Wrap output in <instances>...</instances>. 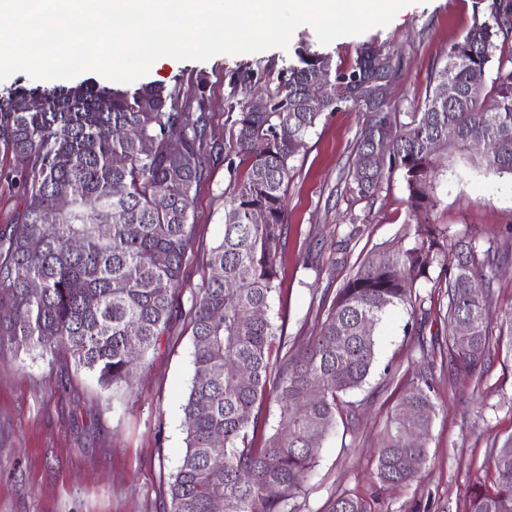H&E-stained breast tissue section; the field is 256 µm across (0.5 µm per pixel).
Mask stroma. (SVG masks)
Here are the masks:
<instances>
[{
	"instance_id": "1",
	"label": "stroma",
	"mask_w": 512,
	"mask_h": 512,
	"mask_svg": "<svg viewBox=\"0 0 512 512\" xmlns=\"http://www.w3.org/2000/svg\"><path fill=\"white\" fill-rule=\"evenodd\" d=\"M492 0H411L387 26L320 45L314 30L299 27L288 49L219 55L200 61L160 59L146 82L189 87L205 77L211 98L212 155L194 203V240L184 298L208 277L204 252L224 235V199L229 194L226 158L234 152L226 99L242 70L252 71L256 90L277 85L295 48L324 49L334 61H349L367 41L397 49L405 72L393 90L402 111L430 90V75L448 46L475 18L487 17ZM364 117L349 107L325 113L305 139L288 184L284 273L270 301L269 316L283 328L287 351L315 335L338 288L368 254L399 234L407 194L394 179L374 201H359L341 189L352 145ZM21 163L0 147V230L21 207L13 177ZM436 223L479 241L503 240L512 226V177H485L480 162H467L460 179L441 194ZM358 222L346 266L336 263V243ZM423 326L416 338L414 326ZM443 320L420 323L399 306L376 332L374 370L360 388L344 395L356 427L337 424L305 486L290 500V512H329L336 496L366 500L372 512H466L475 484L490 482L489 458L512 434V360L492 353L480 378L436 370L438 414L428 440V459L407 485L381 488L375 448L407 381L426 370L423 348L444 343ZM192 328L182 318L131 388H102L85 370L60 373L49 359L0 351V512H161L170 474L185 449L182 405L192 369Z\"/></svg>"
}]
</instances>
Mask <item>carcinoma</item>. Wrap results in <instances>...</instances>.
I'll use <instances>...</instances> for the list:
<instances>
[{
  "label": "carcinoma",
  "instance_id": "obj_1",
  "mask_svg": "<svg viewBox=\"0 0 512 512\" xmlns=\"http://www.w3.org/2000/svg\"><path fill=\"white\" fill-rule=\"evenodd\" d=\"M512 0H496L433 67L432 90L411 112L367 90L394 84L404 59L366 42L347 63L310 47L280 70L277 86L252 92L243 71L227 99L239 161L230 158L232 193L224 202V236L211 250L210 276L194 294L193 378L183 405L185 451L170 474L164 512H288L337 418L342 396L361 388L376 363L374 329L407 305L425 323H448L439 350L454 375L474 378L490 357L489 306L509 270L508 245L481 248L453 239L429 220L448 172L476 150L487 176H512ZM497 62L487 84V69ZM325 80L315 81L317 72ZM445 83L456 88L439 97ZM316 96L323 110L313 112ZM261 98L268 108L254 103ZM42 103L39 110L32 101ZM355 106L365 115L345 172V191L372 201L395 177L407 192L398 240L363 260L336 292L319 333L300 350L271 360L285 336L267 311L280 278L279 248L286 194L296 156L325 112ZM205 79L196 88L147 83L115 87L16 84L0 91V145L22 159L16 172L22 208L0 231V350L8 347L86 369L105 386H130L148 353L183 316L182 290L194 235L193 203L207 170L209 112ZM453 137H448V130ZM178 141L181 150L170 148ZM387 148L377 162L378 147ZM457 262L445 274L443 302L425 308L418 292L448 249ZM466 325L464 343L454 325ZM497 344L512 358V311ZM318 388L319 397L310 391ZM432 374L399 393L377 449V481L394 487L427 460L437 414ZM272 394L278 425L265 430L260 405ZM221 459L223 465L215 464ZM492 485L475 487L468 512H512V435L490 458ZM329 512H371L366 501L339 495Z\"/></svg>",
  "mask_w": 512,
  "mask_h": 512
}]
</instances>
